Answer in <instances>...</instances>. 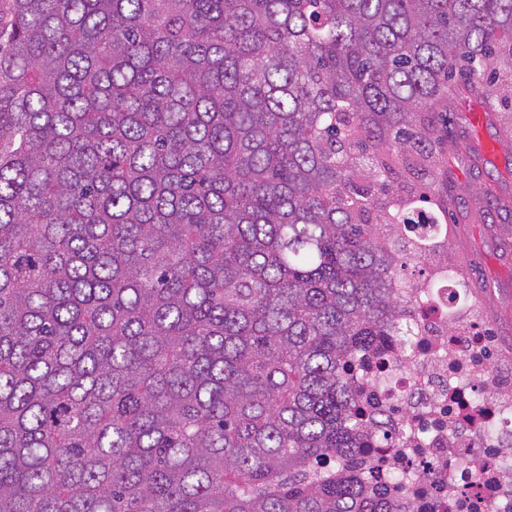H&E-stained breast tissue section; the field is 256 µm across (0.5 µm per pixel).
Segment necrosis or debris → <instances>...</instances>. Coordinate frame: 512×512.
<instances>
[{
  "mask_svg": "<svg viewBox=\"0 0 512 512\" xmlns=\"http://www.w3.org/2000/svg\"><path fill=\"white\" fill-rule=\"evenodd\" d=\"M402 321L385 336L386 387L354 374L353 391L412 414L379 463V482L402 484L414 512H512V372L494 339L467 316L468 294L447 259H434Z\"/></svg>",
  "mask_w": 512,
  "mask_h": 512,
  "instance_id": "4bbe7bcc",
  "label": "necrosis or debris"
}]
</instances>
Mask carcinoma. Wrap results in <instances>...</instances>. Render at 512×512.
I'll list each match as a JSON object with an SVG mask.
<instances>
[{"label":"carcinoma","mask_w":512,"mask_h":512,"mask_svg":"<svg viewBox=\"0 0 512 512\" xmlns=\"http://www.w3.org/2000/svg\"><path fill=\"white\" fill-rule=\"evenodd\" d=\"M485 75L512 0H0V512H413L345 379Z\"/></svg>","instance_id":"1"}]
</instances>
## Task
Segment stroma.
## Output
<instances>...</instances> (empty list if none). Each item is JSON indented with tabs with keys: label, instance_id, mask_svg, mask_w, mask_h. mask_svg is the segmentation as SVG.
I'll return each instance as SVG.
<instances>
[{
	"label": "stroma",
	"instance_id": "35a3bbf8",
	"mask_svg": "<svg viewBox=\"0 0 512 512\" xmlns=\"http://www.w3.org/2000/svg\"><path fill=\"white\" fill-rule=\"evenodd\" d=\"M463 95L448 115V257L463 275L503 361H512V104L480 122H462L476 100ZM478 149L474 162L457 150L460 141Z\"/></svg>",
	"mask_w": 512,
	"mask_h": 512
}]
</instances>
